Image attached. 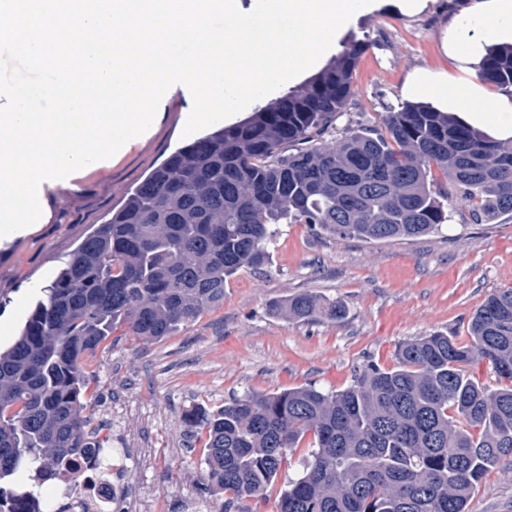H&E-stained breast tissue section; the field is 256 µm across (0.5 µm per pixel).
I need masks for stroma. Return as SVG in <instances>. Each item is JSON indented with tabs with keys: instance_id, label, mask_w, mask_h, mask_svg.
I'll return each instance as SVG.
<instances>
[{
	"instance_id": "35a3bbf8",
	"label": "stroma",
	"mask_w": 512,
	"mask_h": 512,
	"mask_svg": "<svg viewBox=\"0 0 512 512\" xmlns=\"http://www.w3.org/2000/svg\"><path fill=\"white\" fill-rule=\"evenodd\" d=\"M476 0H426L409 14L402 0H373L342 31L370 42L345 112L324 134L375 127L404 102L403 86L427 70L477 84L443 50L451 24H469ZM193 105L183 86L159 105L151 132L117 164L49 193L50 217L0 246V347L12 344L70 254L108 221L128 191L187 143L184 114ZM269 264L233 276L224 303L159 341L113 333L86 361L92 415L128 402L134 445L156 449L150 466L133 469L132 491L155 497L159 512H179L196 496L201 449H189L183 413L231 396L262 395L305 384L338 392L357 367H393L397 347L443 331L467 334L472 313L494 291L512 288V220L476 224L453 215L438 231L386 242L337 239L305 224H281ZM312 294L340 303L342 318L313 323L288 318L287 298ZM469 512H512V466L491 469Z\"/></svg>"
}]
</instances>
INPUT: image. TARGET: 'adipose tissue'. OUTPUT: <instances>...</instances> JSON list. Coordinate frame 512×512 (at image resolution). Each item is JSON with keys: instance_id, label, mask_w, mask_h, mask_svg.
Masks as SVG:
<instances>
[{"instance_id": "adipose-tissue-1", "label": "adipose tissue", "mask_w": 512, "mask_h": 512, "mask_svg": "<svg viewBox=\"0 0 512 512\" xmlns=\"http://www.w3.org/2000/svg\"><path fill=\"white\" fill-rule=\"evenodd\" d=\"M479 25L475 33L444 41L446 52L460 64L468 65L485 45L512 40V0H479ZM408 95L434 99L438 108L459 110L462 120L492 139H512V104L501 94L473 85L462 88L457 80L429 72L414 75L406 85Z\"/></svg>"}]
</instances>
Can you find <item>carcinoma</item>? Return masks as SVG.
I'll list each match as a JSON object with an SVG mask.
<instances>
[{
  "instance_id": "1",
  "label": "carcinoma",
  "mask_w": 512,
  "mask_h": 512,
  "mask_svg": "<svg viewBox=\"0 0 512 512\" xmlns=\"http://www.w3.org/2000/svg\"><path fill=\"white\" fill-rule=\"evenodd\" d=\"M367 38L351 39L300 89L174 152L65 262L19 336L0 350V512L40 501L77 452L91 453L85 360L123 327L173 336L224 304L228 278L269 261L278 224L339 239L414 238L448 223L457 200L475 223L512 218V142L428 104L318 142L353 93ZM481 80L512 87V44L487 49ZM280 311L342 317L310 294ZM500 379L468 374L475 360ZM368 363L339 392L312 384L185 410L203 441L198 498L254 512L303 441L302 474L277 512H468L486 473L512 462V288L472 315L468 340L434 332Z\"/></svg>"
}]
</instances>
